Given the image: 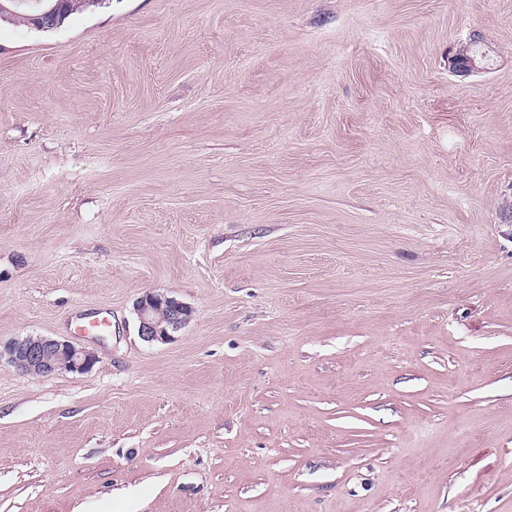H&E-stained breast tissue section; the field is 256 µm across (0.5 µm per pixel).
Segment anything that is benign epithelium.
<instances>
[{"label":"benign epithelium","mask_w":512,"mask_h":512,"mask_svg":"<svg viewBox=\"0 0 512 512\" xmlns=\"http://www.w3.org/2000/svg\"><path fill=\"white\" fill-rule=\"evenodd\" d=\"M489 56L480 38L472 36L449 57L448 69L456 75H472L488 69ZM138 334L148 343H168L191 319L192 310L164 293L146 292L134 304ZM5 359L25 375L48 377L59 372L83 373L97 362L94 352L68 340L26 336L0 342Z\"/></svg>","instance_id":"benign-epithelium-1"}]
</instances>
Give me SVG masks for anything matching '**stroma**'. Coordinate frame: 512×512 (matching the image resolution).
Returning a JSON list of instances; mask_svg holds the SVG:
<instances>
[{
  "instance_id": "obj_1",
  "label": "stroma",
  "mask_w": 512,
  "mask_h": 512,
  "mask_svg": "<svg viewBox=\"0 0 512 512\" xmlns=\"http://www.w3.org/2000/svg\"><path fill=\"white\" fill-rule=\"evenodd\" d=\"M511 207L512 0L1 20L0 512H512ZM479 36L473 35L467 42L461 43L449 57L448 69L456 75H472L488 69L489 56L481 47ZM138 334L148 343H168L191 319L192 310L164 293L146 292L134 304ZM6 359L25 375L48 377L59 372L83 373L97 362L94 352L68 340L26 336L0 342V361Z\"/></svg>"
}]
</instances>
